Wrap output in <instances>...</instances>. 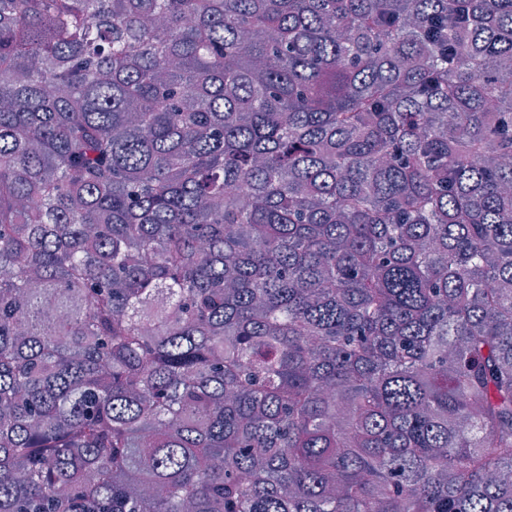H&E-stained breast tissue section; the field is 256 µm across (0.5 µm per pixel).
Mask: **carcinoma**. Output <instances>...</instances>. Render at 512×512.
<instances>
[{"label":"carcinoma","instance_id":"1","mask_svg":"<svg viewBox=\"0 0 512 512\" xmlns=\"http://www.w3.org/2000/svg\"><path fill=\"white\" fill-rule=\"evenodd\" d=\"M0 512H512V0H0Z\"/></svg>","mask_w":512,"mask_h":512}]
</instances>
